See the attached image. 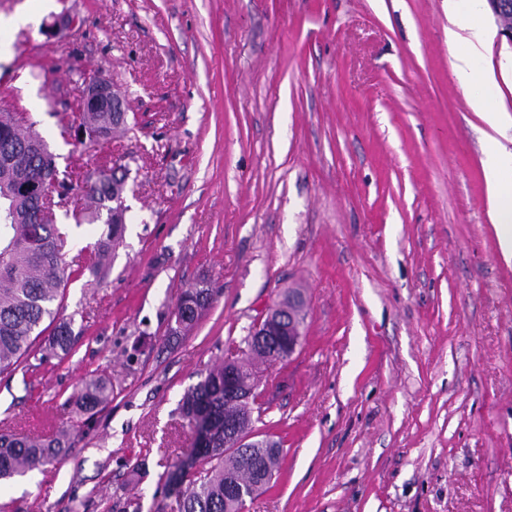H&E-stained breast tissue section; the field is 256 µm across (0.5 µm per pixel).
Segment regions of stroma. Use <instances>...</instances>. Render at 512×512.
I'll return each mask as SVG.
<instances>
[{"instance_id":"stroma-1","label":"stroma","mask_w":512,"mask_h":512,"mask_svg":"<svg viewBox=\"0 0 512 512\" xmlns=\"http://www.w3.org/2000/svg\"><path fill=\"white\" fill-rule=\"evenodd\" d=\"M448 0H0L1 104L59 171H127L103 279L73 278L70 357L0 376V423L67 429L53 464L0 483V512H167L185 391L291 288L303 336L259 367L278 473L246 512H512V262L490 221L486 125L452 69ZM77 25L47 42L41 23ZM512 45L484 68L512 114ZM108 79L138 127L111 155L65 142L78 81ZM217 288L171 341L182 292ZM112 375L96 421L69 397Z\"/></svg>"}]
</instances>
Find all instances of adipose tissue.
Returning <instances> with one entry per match:
<instances>
[{"label":"adipose tissue","mask_w":512,"mask_h":512,"mask_svg":"<svg viewBox=\"0 0 512 512\" xmlns=\"http://www.w3.org/2000/svg\"><path fill=\"white\" fill-rule=\"evenodd\" d=\"M481 0H448L452 26L448 47L456 75L480 89L479 115L492 130H499L506 117L496 104V89L482 71L483 50L491 39L490 31L480 22ZM486 184L488 214L494 224L499 247L505 259L512 260V151L495 139H488L482 160Z\"/></svg>","instance_id":"obj_1"}]
</instances>
